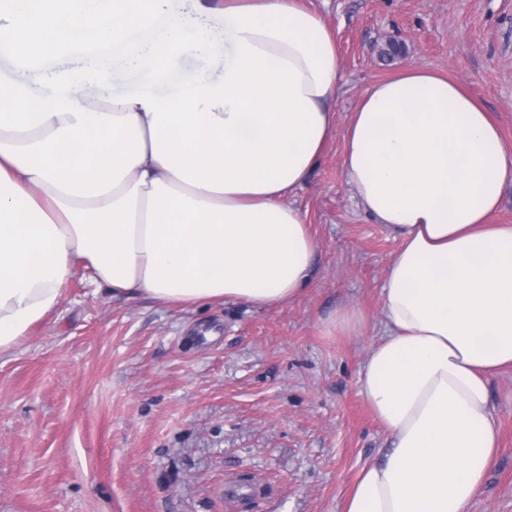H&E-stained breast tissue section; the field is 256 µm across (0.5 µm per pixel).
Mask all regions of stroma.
<instances>
[{
    "label": "stroma",
    "instance_id": "35a3bbf8",
    "mask_svg": "<svg viewBox=\"0 0 512 512\" xmlns=\"http://www.w3.org/2000/svg\"><path fill=\"white\" fill-rule=\"evenodd\" d=\"M340 51L336 132L292 201L319 248L275 308L111 296L83 273L0 358V512H340L389 435L360 393L398 241L358 204L344 133L366 90L414 66L477 97L512 141V0H305ZM343 305L368 317L327 334ZM501 451L470 512H512V373Z\"/></svg>",
    "mask_w": 512,
    "mask_h": 512
}]
</instances>
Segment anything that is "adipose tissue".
<instances>
[{
  "label": "adipose tissue",
  "mask_w": 512,
  "mask_h": 512,
  "mask_svg": "<svg viewBox=\"0 0 512 512\" xmlns=\"http://www.w3.org/2000/svg\"><path fill=\"white\" fill-rule=\"evenodd\" d=\"M180 56L202 58L185 71ZM0 57V356L76 269L183 307L299 297L318 242L291 200L336 130L340 54L301 0H8ZM113 85L89 99V85ZM344 174L400 241L361 394L391 443L341 512H469L499 453L490 381L512 371V224L489 223L512 142L448 77L373 83Z\"/></svg>",
  "instance_id": "adipose-tissue-1"
}]
</instances>
